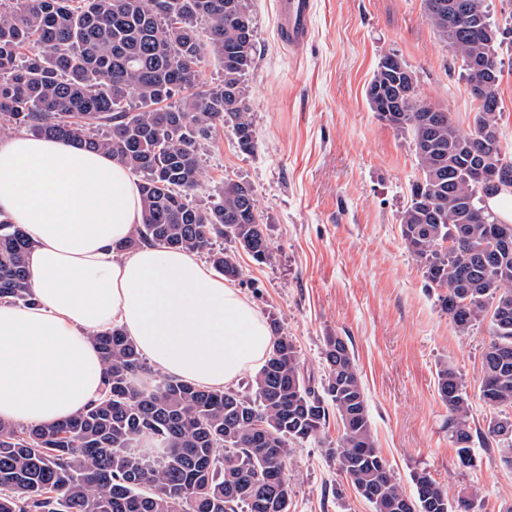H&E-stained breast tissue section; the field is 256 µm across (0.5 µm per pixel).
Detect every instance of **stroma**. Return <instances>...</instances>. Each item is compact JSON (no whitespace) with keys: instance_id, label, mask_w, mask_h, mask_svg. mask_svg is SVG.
I'll return each instance as SVG.
<instances>
[{"instance_id":"stroma-1","label":"stroma","mask_w":512,"mask_h":512,"mask_svg":"<svg viewBox=\"0 0 512 512\" xmlns=\"http://www.w3.org/2000/svg\"><path fill=\"white\" fill-rule=\"evenodd\" d=\"M278 0H249L254 64L242 83L257 148L239 151L230 129L202 153L197 194L205 204L224 181L248 183L271 244V263L237 251L235 285L262 316L276 315L305 370L323 373L327 336L352 348L377 445L404 490L427 470L449 495L476 489L475 512H500L512 501V467L475 443L478 463L465 468L448 434V409L437 391L441 363L462 376L476 426L491 412L479 396L487 326L457 335L408 252L399 216L420 169L411 137L379 119L366 87L385 54L402 57L420 99L447 109L461 132L474 128L477 106L461 62L435 35L423 0H313L309 43H282ZM503 70L499 136L512 155V38L498 49ZM340 424L296 445L289 462L288 512H373L325 452Z\"/></svg>"}]
</instances>
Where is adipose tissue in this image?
<instances>
[{
	"label": "adipose tissue",
	"mask_w": 512,
	"mask_h": 512,
	"mask_svg": "<svg viewBox=\"0 0 512 512\" xmlns=\"http://www.w3.org/2000/svg\"><path fill=\"white\" fill-rule=\"evenodd\" d=\"M0 215L31 246V298H0V421L53 426L101 399L94 338L120 327L154 370L221 389L272 338L240 290L194 253L117 244L142 221L140 182L108 154L33 133L0 137Z\"/></svg>",
	"instance_id": "ef3b65f1"
}]
</instances>
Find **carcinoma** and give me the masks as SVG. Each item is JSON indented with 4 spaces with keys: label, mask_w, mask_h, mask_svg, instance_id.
Here are the masks:
<instances>
[{
    "label": "carcinoma",
    "mask_w": 512,
    "mask_h": 512,
    "mask_svg": "<svg viewBox=\"0 0 512 512\" xmlns=\"http://www.w3.org/2000/svg\"><path fill=\"white\" fill-rule=\"evenodd\" d=\"M448 2L424 0L426 17L464 64L468 85L484 91L469 134L431 104L391 123L411 132L421 171L399 225L457 334L490 319L479 392L496 414L483 429L471 426L460 373L446 362L437 371L460 464L474 466L477 437L511 467L512 224L482 204L468 175L474 162L507 156L498 138L501 71L487 78L466 67L497 59L503 40L484 36V9L467 26H448ZM254 41L248 0H0V135L25 130L108 153L140 177L143 221L118 252L179 248L236 279V253L218 240L259 264L273 259L252 187L226 180L205 205L194 197L202 145L218 129H231L244 154L257 147L242 96ZM209 53L224 70L214 86L200 81ZM407 70L398 55L382 57L366 88L372 111L391 106ZM27 246L21 227L0 216V298L31 296ZM271 326L270 352L247 392L153 372L119 327L96 336L106 363L100 401L53 427L0 422V512H288L292 448L318 438L331 411L342 435L327 453L373 512L475 507L477 491L451 498L425 470L412 474L410 494L395 480L343 337H325L317 383L278 319ZM142 374L153 376L147 387L134 382Z\"/></svg>",
    "instance_id": "obj_1"
}]
</instances>
